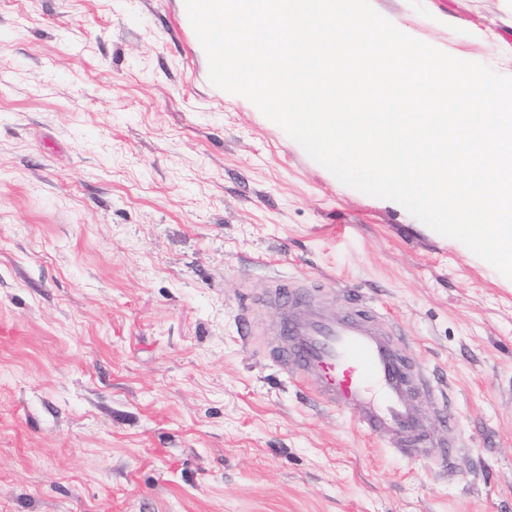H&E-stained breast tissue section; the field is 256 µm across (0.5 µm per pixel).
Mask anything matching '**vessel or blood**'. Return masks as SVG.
<instances>
[{
	"mask_svg": "<svg viewBox=\"0 0 512 512\" xmlns=\"http://www.w3.org/2000/svg\"><path fill=\"white\" fill-rule=\"evenodd\" d=\"M262 301L287 308L280 366L314 386L318 400L348 412L368 435L389 441L400 456L426 444L425 425L411 408L415 371L392 332L368 310L336 315L308 304L303 289L282 282Z\"/></svg>",
	"mask_w": 512,
	"mask_h": 512,
	"instance_id": "b4317fda",
	"label": "vessel or blood"
}]
</instances>
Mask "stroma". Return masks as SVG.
I'll return each mask as SVG.
<instances>
[{"label":"stroma","instance_id":"obj_1","mask_svg":"<svg viewBox=\"0 0 512 512\" xmlns=\"http://www.w3.org/2000/svg\"><path fill=\"white\" fill-rule=\"evenodd\" d=\"M371 4L512 76V0ZM282 279L416 361L418 458L275 362ZM0 512H512V280L211 84L181 0H0Z\"/></svg>","mask_w":512,"mask_h":512}]
</instances>
